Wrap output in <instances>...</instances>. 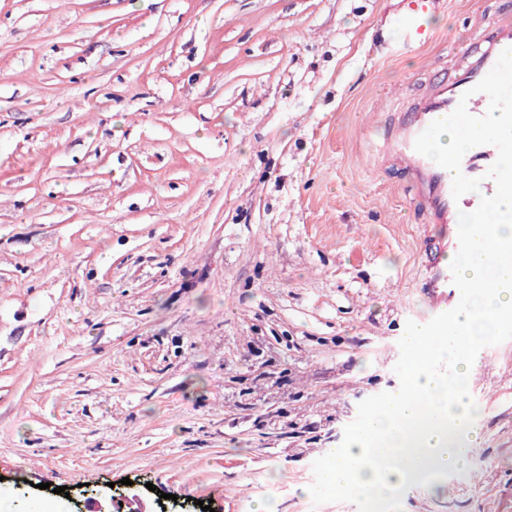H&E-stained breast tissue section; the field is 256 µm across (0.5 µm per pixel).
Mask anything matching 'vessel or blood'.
<instances>
[{"instance_id": "1", "label": "vessel or blood", "mask_w": 512, "mask_h": 512, "mask_svg": "<svg viewBox=\"0 0 512 512\" xmlns=\"http://www.w3.org/2000/svg\"><path fill=\"white\" fill-rule=\"evenodd\" d=\"M404 3L398 23L401 37L390 52L394 58L402 51L425 47L434 38L429 18L436 0H404ZM474 39L476 45L469 54L465 71L452 79H436L419 105L398 118L394 130L382 139L378 148L379 157L400 168L415 187L419 209L427 222L419 258L424 272L421 287L426 303L424 317L428 320L453 309L460 300L450 271L459 247L460 213L474 211L481 197L492 196L496 191L494 180L486 176L498 155L494 146H479L464 155L462 173L480 179L481 184L479 192L458 199L452 196L451 173L414 148L416 138L433 121L452 113L459 101H466L472 115L486 113L489 98L475 92L474 87L494 67L500 54L512 48V19L507 17L487 25Z\"/></svg>"}]
</instances>
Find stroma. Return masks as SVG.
<instances>
[{
    "label": "stroma",
    "instance_id": "obj_1",
    "mask_svg": "<svg viewBox=\"0 0 512 512\" xmlns=\"http://www.w3.org/2000/svg\"><path fill=\"white\" fill-rule=\"evenodd\" d=\"M512 0H0V489L87 512L313 504V462L395 390L423 314V218L384 133ZM452 491L401 512H512V347ZM67 487V495L57 487ZM405 8L396 25L401 30V38L390 51L389 58H397L402 50L427 46L434 38L429 18L438 0H403ZM95 496L92 498L91 512H123L117 505L118 500L123 501L124 506L127 508L125 512H146L141 497L135 493L121 495V498H116L112 494L111 488H105L96 491ZM135 506V507H134ZM116 509V510H114Z\"/></svg>",
    "mask_w": 512,
    "mask_h": 512
}]
</instances>
